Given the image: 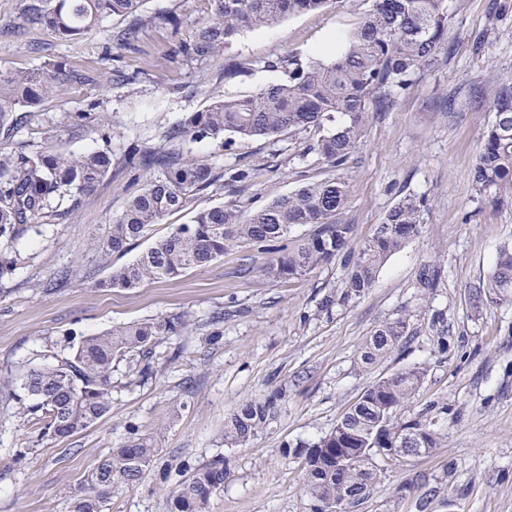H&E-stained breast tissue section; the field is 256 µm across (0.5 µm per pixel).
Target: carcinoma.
<instances>
[{
    "label": "carcinoma",
    "mask_w": 512,
    "mask_h": 512,
    "mask_svg": "<svg viewBox=\"0 0 512 512\" xmlns=\"http://www.w3.org/2000/svg\"><path fill=\"white\" fill-rule=\"evenodd\" d=\"M143 0H49L44 8L31 3L23 24L42 26L63 41L76 42L107 18L134 20L114 36L118 49H131L144 21L137 17ZM213 17L188 32L178 52L196 61L219 53L238 35L270 26L286 16L322 10L341 0H211ZM451 17L446 0H373L361 23L345 39L342 52L327 57L300 58L292 54L266 62L285 79L244 98L212 97L202 110L166 132L168 148L136 145L130 161L149 173L142 188L112 223L91 241L102 254L128 250L150 227L184 209L190 199L215 181L211 165L183 156L177 146L209 140L223 145L232 137L273 138L288 131L314 128L317 140L307 146L337 168L362 145L371 112L394 103V93L413 83L416 72L448 49ZM62 63L25 72L0 71V133L17 126L19 114H31L60 87L73 81ZM494 119L483 133L473 168L475 191L512 196V86L501 87L490 102ZM112 170V152L91 150L79 155L52 149L25 153L0 143V278L17 265L14 243L44 221L63 203L79 205ZM349 196L342 177L309 182L265 206L244 210L233 198L199 211L188 224H176L130 263L112 269L101 288L131 290L148 281L171 280L192 268L224 256L239 244H257L269 257L263 275L275 281L302 277L344 251L353 226L338 224L336 211ZM424 202L414 195L401 197L377 225L358 252L340 296L330 294L325 307L363 296L372 288L385 261L420 229ZM296 224H310L312 232L286 244ZM438 271L425 264L418 287H435ZM476 303H512V245L503 247L486 280L473 290ZM181 314L133 322L89 336L77 347L56 354L52 364L31 367L0 383V397L26 400L21 415L41 424L39 436L69 438L104 419L112 410L113 363L150 358L165 336L185 329ZM408 323L397 318L380 325L360 347L363 367L389 354L408 336ZM424 376L420 367L406 368L375 381L317 442H299L292 455L306 459L305 490L313 512L339 500L355 506L368 498L380 469L372 455L377 448L399 447L401 436L412 438L411 448H434L438 433L432 422L405 418ZM285 393L244 401L224 425V443L245 447L278 414ZM158 449L151 438L134 437L101 458L69 496V512H104L112 484H136L155 461ZM229 461L216 459L178 481L169 494L167 512H209L211 498L224 491Z\"/></svg>",
    "instance_id": "carcinoma-1"
}]
</instances>
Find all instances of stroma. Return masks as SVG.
<instances>
[{
	"label": "stroma",
	"mask_w": 512,
	"mask_h": 512,
	"mask_svg": "<svg viewBox=\"0 0 512 512\" xmlns=\"http://www.w3.org/2000/svg\"><path fill=\"white\" fill-rule=\"evenodd\" d=\"M27 2L0 0V69L59 61L75 79L0 135V143L65 154L106 148L112 171L78 208L19 242L15 272L0 279V380L124 324L182 312L189 326L156 347L152 375L116 363L110 416L69 439L37 440L20 419L19 403L0 401V512H67L72 489L97 460L140 434L153 438L157 460L136 485L113 484L105 512H167L180 477L221 457L229 459L230 474L210 512H312L302 461L284 456V447L318 441L369 385L414 366L424 368L425 378L406 414L431 417L438 445L383 464L374 493L353 512H512V304L476 309L470 299L500 248L512 243V197L477 193L471 177L493 120L489 103L512 84V0H448L449 49L396 93L388 111L370 113L362 148L340 168L304 154L306 132L223 147L183 145L185 155L212 166L218 182L127 252L109 257L89 242L146 178L128 162L131 147L164 145L166 131L213 94L240 98L282 81L267 60L315 55L328 40H344L371 0H346L243 32L201 64L172 50L211 19L210 0H144L141 17L174 14L181 27L145 26L135 47L122 51L112 36L127 27L123 18L103 21L79 42L40 27L14 32ZM233 58L254 66L228 80L224 62ZM238 168L251 171L233 195L245 209L343 176L350 192L336 220L353 225L351 250L409 193L425 202L421 230L385 262L363 297L329 310L321 303L343 287V258L276 282L262 274L266 253L257 245L232 247L173 281L101 287L112 268L132 261L170 225L225 201L230 195L220 177ZM426 263L436 264L439 277L425 293L416 278ZM219 312L223 323L211 325ZM398 317L408 321L412 340L360 369L361 343ZM278 389L286 399L277 418L250 445L226 447L224 422L238 405ZM419 475L438 490L424 511L417 495L400 493Z\"/></svg>",
	"instance_id": "1"
}]
</instances>
